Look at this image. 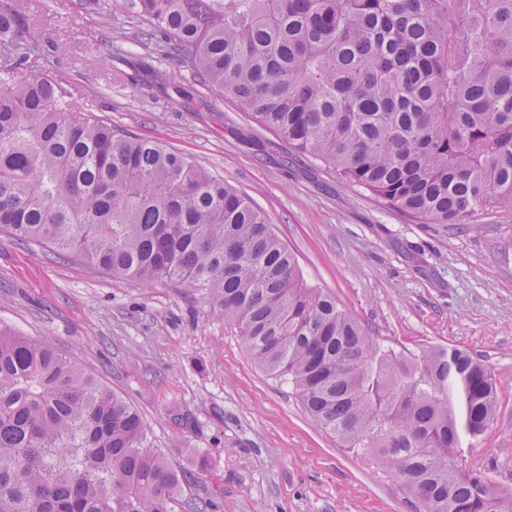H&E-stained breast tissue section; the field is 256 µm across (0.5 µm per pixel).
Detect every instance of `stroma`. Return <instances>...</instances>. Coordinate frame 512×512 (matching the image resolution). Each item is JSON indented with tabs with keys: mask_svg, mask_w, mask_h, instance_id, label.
<instances>
[{
	"mask_svg": "<svg viewBox=\"0 0 512 512\" xmlns=\"http://www.w3.org/2000/svg\"><path fill=\"white\" fill-rule=\"evenodd\" d=\"M50 75L88 97L113 129L160 140L262 209L306 281L328 289L370 336L406 357L455 346L495 376L496 420L462 448L463 468L512 493V207L465 224H418L372 193L293 154L231 103L191 112L189 63L166 59L157 85L140 64L133 13H87L79 0H27ZM92 43L105 65L82 61ZM124 46L126 63L109 60ZM0 325L50 338L141 414L149 438L213 512H419L400 481L341 448L288 384L258 369L216 302L184 284L115 280L0 234ZM208 466L199 469V457Z\"/></svg>",
	"mask_w": 512,
	"mask_h": 512,
	"instance_id": "obj_1",
	"label": "stroma"
}]
</instances>
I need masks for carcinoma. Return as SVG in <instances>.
I'll return each instance as SVG.
<instances>
[{
  "label": "carcinoma",
  "instance_id": "1",
  "mask_svg": "<svg viewBox=\"0 0 512 512\" xmlns=\"http://www.w3.org/2000/svg\"><path fill=\"white\" fill-rule=\"evenodd\" d=\"M259 128L424 224L512 207V0H85ZM25 0H0V233L114 279L186 283L339 445L424 512H512L458 463L494 418L482 360L377 344L307 284L265 213L47 75ZM139 412L47 339L0 326V512H208Z\"/></svg>",
  "mask_w": 512,
  "mask_h": 512
}]
</instances>
